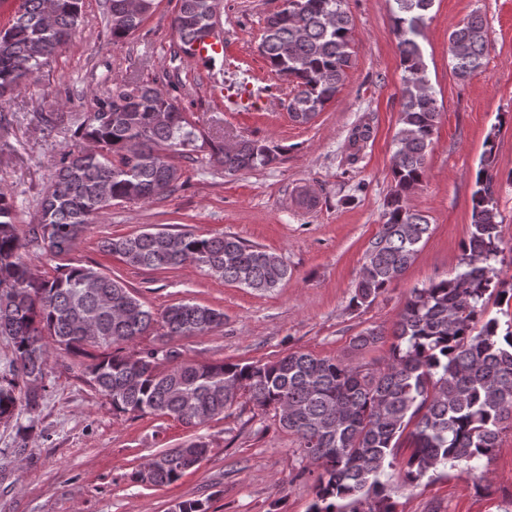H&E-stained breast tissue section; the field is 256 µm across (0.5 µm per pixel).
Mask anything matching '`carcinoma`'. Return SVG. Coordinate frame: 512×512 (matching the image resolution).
I'll return each instance as SVG.
<instances>
[{"label": "carcinoma", "mask_w": 512, "mask_h": 512, "mask_svg": "<svg viewBox=\"0 0 512 512\" xmlns=\"http://www.w3.org/2000/svg\"><path fill=\"white\" fill-rule=\"evenodd\" d=\"M435 0H387L400 48L401 124L391 158L393 186L383 224L370 242L350 305L372 304L414 262L431 224L408 205L426 177V156L440 110L426 76L420 44ZM83 0H21L11 26L0 30V102L37 78L42 66L75 34ZM106 27L119 43L153 12L155 0H104ZM220 0H178L171 29L178 51L213 34ZM352 18L345 0H284L266 19L258 46L278 75L292 83L287 110L307 124L336 97L353 64ZM452 71L465 80L484 66V19L473 14L448 37ZM74 148L62 154L43 195L37 221L20 232L14 199L0 190V336L13 348L10 378L0 382V419L15 421L26 440L35 430L49 366V344L71 354L101 349L84 368L87 383L106 397L115 417L150 414L188 427L199 416L219 417L241 397L272 408L282 429L317 475L309 512H395L385 477L398 470L403 486L430 473H469L490 457L512 428V312L488 317L490 299L512 302V287L494 282L503 253L493 161L497 131L484 143L471 194V228L453 276L414 288L392 325L388 358L378 368L293 351L265 363H179L175 350L136 354L114 350L160 328L168 337L202 336L224 324V313L179 302L158 313L145 307L100 264L70 262L38 278L25 260L37 245L67 256L94 218L120 203H152L179 187L181 169L170 160L198 129L161 89L138 79L112 81L93 97V112L73 131ZM213 162L232 174L277 159L269 145L241 139L215 146ZM102 250L125 264L153 270L195 263L228 283L267 292L288 279L283 259L232 235L143 230L106 240ZM385 338L367 327L352 339L364 350ZM24 414L30 415L22 422ZM410 449L402 458L400 450ZM209 453L198 437L147 460L136 483L170 485L191 467L188 457Z\"/></svg>", "instance_id": "cac0c4a2"}]
</instances>
